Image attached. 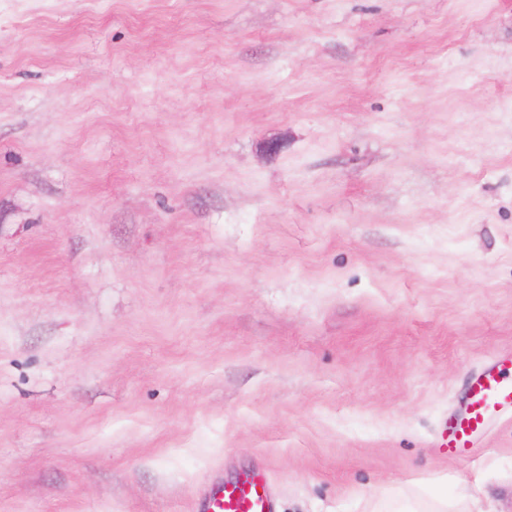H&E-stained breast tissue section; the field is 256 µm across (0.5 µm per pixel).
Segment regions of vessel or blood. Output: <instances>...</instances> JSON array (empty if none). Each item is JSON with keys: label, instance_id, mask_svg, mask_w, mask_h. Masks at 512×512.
Returning a JSON list of instances; mask_svg holds the SVG:
<instances>
[{"label": "vessel or blood", "instance_id": "b4317fda", "mask_svg": "<svg viewBox=\"0 0 512 512\" xmlns=\"http://www.w3.org/2000/svg\"><path fill=\"white\" fill-rule=\"evenodd\" d=\"M512 408V366L499 361L485 367L472 382L465 413L456 422L445 443L448 454L463 452L473 434L505 408ZM201 512H274V504L264 484L245 477L216 487L200 504Z\"/></svg>", "mask_w": 512, "mask_h": 512}]
</instances>
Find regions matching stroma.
<instances>
[{"label": "stroma", "instance_id": "obj_1", "mask_svg": "<svg viewBox=\"0 0 512 512\" xmlns=\"http://www.w3.org/2000/svg\"><path fill=\"white\" fill-rule=\"evenodd\" d=\"M512 0H0V512H512ZM511 358L485 367L472 382L462 419L451 426V435L445 442L448 455L463 452L469 447L473 434L483 430L488 422L505 408H512ZM200 512H274L264 484L245 477L216 487L200 504ZM480 491L478 485L474 487L459 486L449 487L448 483L438 485L427 491L428 500L425 506L415 502L411 512H470L458 510L457 506L466 500H475L476 493Z\"/></svg>", "mask_w": 512, "mask_h": 512}]
</instances>
